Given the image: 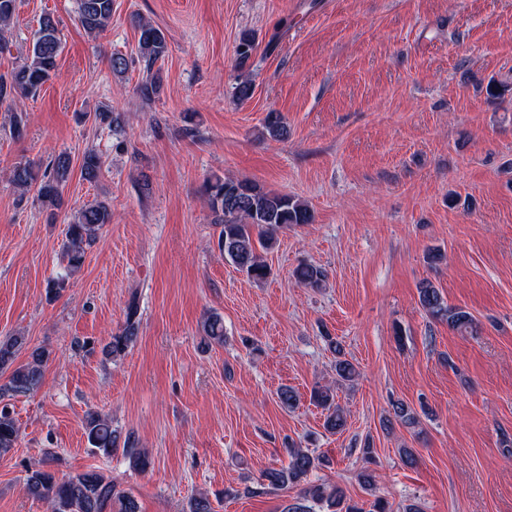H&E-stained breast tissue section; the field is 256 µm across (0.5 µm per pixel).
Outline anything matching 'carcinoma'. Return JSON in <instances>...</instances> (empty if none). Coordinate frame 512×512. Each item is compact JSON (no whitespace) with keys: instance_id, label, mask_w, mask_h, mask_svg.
Here are the masks:
<instances>
[{"instance_id":"1","label":"carcinoma","mask_w":512,"mask_h":512,"mask_svg":"<svg viewBox=\"0 0 512 512\" xmlns=\"http://www.w3.org/2000/svg\"><path fill=\"white\" fill-rule=\"evenodd\" d=\"M17 0H0V49L8 47L7 29L13 22ZM113 0H78V20L88 33L99 35L106 30L112 19ZM138 41L136 55L143 64L145 78L136 86V94L143 101H151L160 96L163 81L155 70L158 61L168 53V42L164 32L151 21L141 18L136 26ZM63 49L58 23L52 16L44 15L34 33L23 61L11 71L0 74V108L13 113V132L20 133L23 115L17 113V101L22 97H34L52 79L57 68V59ZM254 51L251 36L244 35L236 47L235 64L240 70V82L235 87V95L240 100L251 97L253 85L250 80V60ZM267 135L276 140L285 139L288 129L280 114L270 111L265 118ZM102 157L94 149H87L81 158L80 172L83 179L96 180L102 169ZM71 159L60 154L54 160L51 171L41 175L30 163H20L13 167L10 180L25 196L36 189L37 198L54 206L61 198L62 188L71 171ZM205 201L215 215L214 223L223 225L219 237V248L227 261L254 280L267 277L266 262L257 253L256 246L268 250L273 246V236L268 229L288 228L310 224L313 215L300 199L288 194L268 191L258 184L232 177L214 176L203 186ZM112 223V212L102 202L85 204L76 209L69 220L67 242L63 248V259L67 264L68 275L78 272L84 262L86 247L98 238L99 230ZM293 276L300 284L318 288L325 281V271L311 264L298 265ZM418 300L424 313L448 324V328L460 332L477 330L475 318L462 307L451 306L444 299L440 289L430 280L418 286ZM138 304L132 299L126 306V320L123 328L111 336L102 347V354L109 359L122 357L136 339L139 330L137 320ZM206 336L216 343L224 342V322L213 314L204 323ZM24 339L12 336L0 341V371H10L8 382L0 385V455H5L15 447L19 437V427L9 404L5 399L37 390L44 378V366L49 352L43 348L33 349L28 360L15 364ZM329 347L336 356V375L343 382H351L357 376L356 366L345 358L342 345L329 339ZM311 399L324 412L323 428L336 434L346 425L344 409L336 402V391L330 386L316 385L311 391ZM85 430L89 444L105 455L117 451L130 460L133 468L146 471L152 461L148 451L138 444L132 433L125 436L112 428V421L103 415L87 417ZM287 464L264 470L259 479L260 489L277 491L290 484L301 487L296 500L288 504L283 512H389L386 502L375 497L370 508L347 497L345 491L332 483L309 481L310 474L329 465L324 456H315L302 448H287ZM26 491L36 500L47 503L50 512H140L132 493L119 487L112 477L98 470L58 476L56 473L37 467L31 470L26 479Z\"/></svg>"}]
</instances>
